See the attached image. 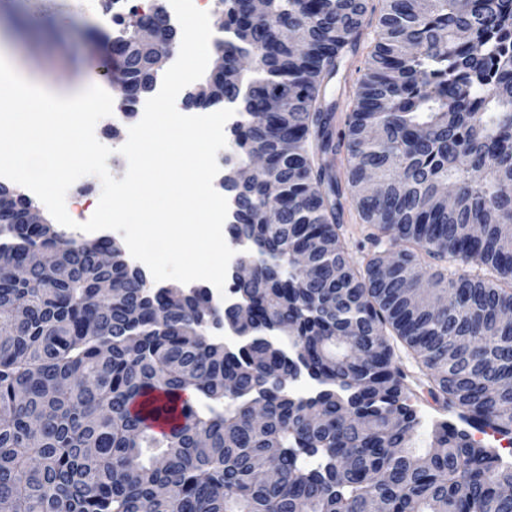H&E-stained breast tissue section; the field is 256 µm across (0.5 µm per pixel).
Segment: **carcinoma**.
Here are the masks:
<instances>
[{
	"instance_id": "cac0c4a2",
	"label": "carcinoma",
	"mask_w": 512,
	"mask_h": 512,
	"mask_svg": "<svg viewBox=\"0 0 512 512\" xmlns=\"http://www.w3.org/2000/svg\"><path fill=\"white\" fill-rule=\"evenodd\" d=\"M365 13L366 0L224 11V96L248 110L240 148L265 160L231 225L267 257L234 282L253 311L224 317L247 337L237 350L214 342L202 291L153 288L112 242L103 268L82 238L0 218V512H512V463L467 431L443 422L409 451L419 421L396 352L435 403L512 435V0H387L347 121V186L375 248L357 267L310 148L334 150L320 91ZM243 47L264 53L247 78ZM125 64L145 76L149 54L135 44ZM35 247L51 266L19 283L11 259ZM427 258L448 306L424 288L410 300ZM278 322L297 372L266 342ZM304 375L317 387L299 398L288 384ZM258 460L279 479L256 480Z\"/></svg>"
}]
</instances>
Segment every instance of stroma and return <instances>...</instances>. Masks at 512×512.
Returning a JSON list of instances; mask_svg holds the SVG:
<instances>
[{
    "mask_svg": "<svg viewBox=\"0 0 512 512\" xmlns=\"http://www.w3.org/2000/svg\"><path fill=\"white\" fill-rule=\"evenodd\" d=\"M111 7L112 0H0V49L9 51L21 74L59 96H73L97 85L112 97H119L117 79L107 74L101 62L104 46L116 30ZM384 8V0H367L362 34L355 47L346 52L338 74L324 89L326 102L335 106L334 126L341 139L330 158L336 179L343 186L337 221L348 254L357 263L370 251L369 228L344 187L348 151L342 139ZM407 395L421 421L411 446L423 452L431 446L436 423L455 422L456 416L437 410L426 390L413 386Z\"/></svg>",
    "mask_w": 512,
    "mask_h": 512,
    "instance_id": "35a3bbf8",
    "label": "stroma"
}]
</instances>
